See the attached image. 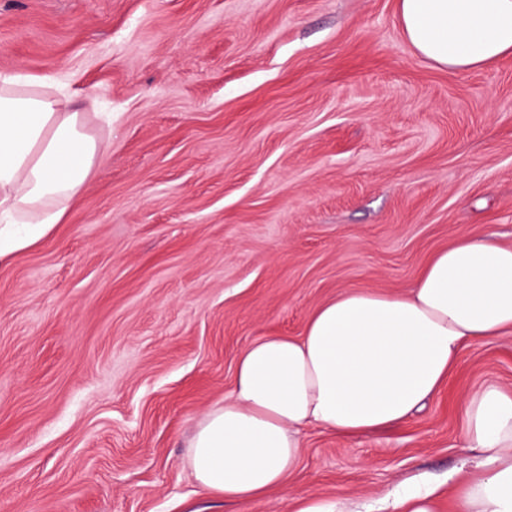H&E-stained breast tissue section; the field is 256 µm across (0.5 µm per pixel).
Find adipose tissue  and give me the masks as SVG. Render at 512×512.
<instances>
[{
  "label": "adipose tissue",
  "mask_w": 512,
  "mask_h": 512,
  "mask_svg": "<svg viewBox=\"0 0 512 512\" xmlns=\"http://www.w3.org/2000/svg\"><path fill=\"white\" fill-rule=\"evenodd\" d=\"M404 37L435 66L467 72L512 54V0H398ZM43 81L0 79V261L36 244L73 197L103 144L83 107ZM512 333V247L465 237L434 254L399 294L353 290L321 305L303 336H265L236 360L223 403L197 423L187 465L226 501L266 497L297 468L304 434L347 439L408 420L447 383L468 345ZM475 457L443 482L402 483L393 512H512V392L488 383L464 397Z\"/></svg>",
  "instance_id": "adipose-tissue-1"
}]
</instances>
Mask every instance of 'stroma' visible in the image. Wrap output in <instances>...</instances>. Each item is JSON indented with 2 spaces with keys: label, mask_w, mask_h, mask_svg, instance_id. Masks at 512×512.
I'll return each instance as SVG.
<instances>
[{
  "label": "stroma",
  "mask_w": 512,
  "mask_h": 512,
  "mask_svg": "<svg viewBox=\"0 0 512 512\" xmlns=\"http://www.w3.org/2000/svg\"><path fill=\"white\" fill-rule=\"evenodd\" d=\"M97 99L63 219L0 263V512H292L372 502L469 457L466 391L512 392V335L466 347L384 432L308 429L267 497L185 466L238 355L346 290L399 293L454 241L512 246V55L440 70L397 0H0V76ZM295 512H360L354 500L336 499V506L328 508L327 505L315 497L302 496L296 499Z\"/></svg>",
  "instance_id": "35a3bbf8"
}]
</instances>
